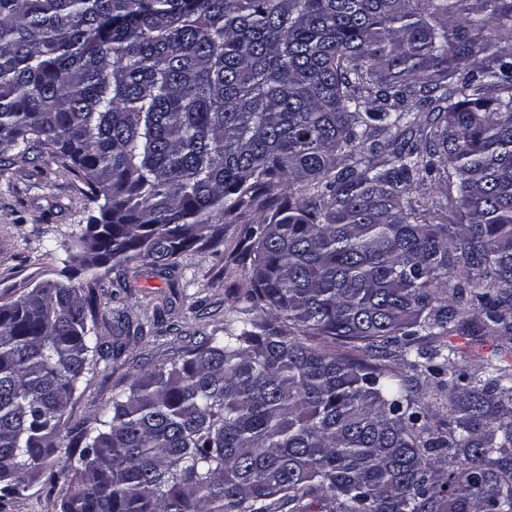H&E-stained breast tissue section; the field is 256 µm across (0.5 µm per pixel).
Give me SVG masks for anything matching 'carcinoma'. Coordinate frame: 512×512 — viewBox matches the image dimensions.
Listing matches in <instances>:
<instances>
[{"label": "carcinoma", "instance_id": "obj_1", "mask_svg": "<svg viewBox=\"0 0 512 512\" xmlns=\"http://www.w3.org/2000/svg\"><path fill=\"white\" fill-rule=\"evenodd\" d=\"M505 39L512 0H0V168L47 153L99 208L85 283L0 304V481L61 461V512H512V363L417 352L446 429L389 364L476 307L512 334ZM247 213L224 335L59 456L98 270L167 273Z\"/></svg>", "mask_w": 512, "mask_h": 512}]
</instances>
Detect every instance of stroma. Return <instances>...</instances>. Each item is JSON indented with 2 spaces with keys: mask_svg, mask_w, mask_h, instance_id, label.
<instances>
[{
  "mask_svg": "<svg viewBox=\"0 0 512 512\" xmlns=\"http://www.w3.org/2000/svg\"><path fill=\"white\" fill-rule=\"evenodd\" d=\"M97 213L84 181L50 155L1 172L0 303L48 280L85 282L87 275L79 266L62 263L61 235L88 224ZM243 231V225H225L219 251H186L169 274L129 264L127 275L134 288L128 297L113 296V273L102 275L96 290V331L104 345L119 340L123 347L119 355L99 360L83 378L68 410L69 426H97L115 395L128 389L138 365L181 358L223 327L230 296L246 285L247 270L239 257ZM481 321L480 311L464 315L458 332L448 339L449 347L474 364L495 356L512 360V338L485 336ZM430 347L429 340L419 336L392 350L412 395L444 419L445 402L425 374L412 366L417 352ZM61 496V481L44 475L27 489L1 498L0 512H60Z\"/></svg>",
  "mask_w": 512,
  "mask_h": 512,
  "instance_id": "35a3bbf8",
  "label": "stroma"
}]
</instances>
